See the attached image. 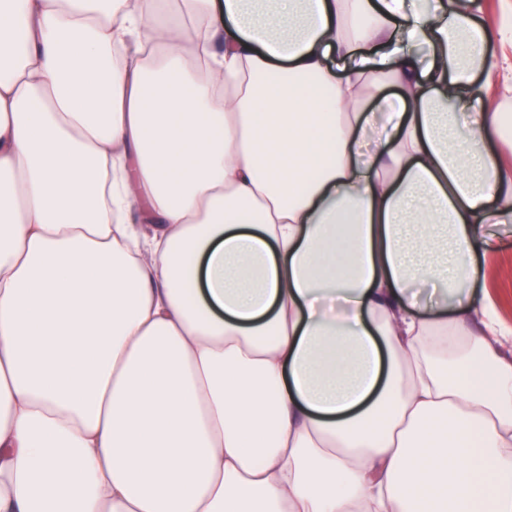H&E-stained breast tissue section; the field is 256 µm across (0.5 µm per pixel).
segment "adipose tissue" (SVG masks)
Here are the masks:
<instances>
[{
    "instance_id": "ef3b65f1",
    "label": "adipose tissue",
    "mask_w": 512,
    "mask_h": 512,
    "mask_svg": "<svg viewBox=\"0 0 512 512\" xmlns=\"http://www.w3.org/2000/svg\"><path fill=\"white\" fill-rule=\"evenodd\" d=\"M160 5L0 0V512H512V0ZM482 288L492 295L502 320L512 326V230L501 234L499 252L476 284L478 293Z\"/></svg>"
}]
</instances>
